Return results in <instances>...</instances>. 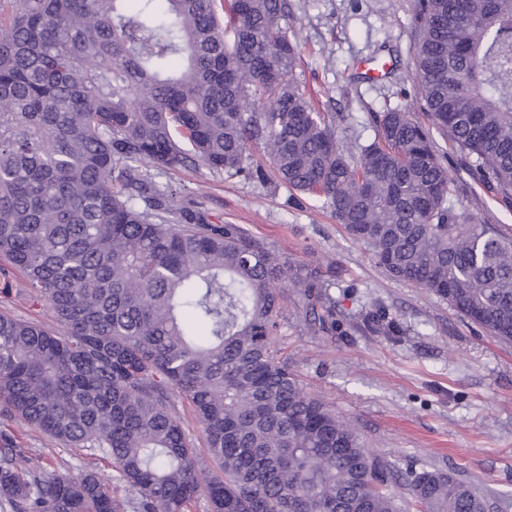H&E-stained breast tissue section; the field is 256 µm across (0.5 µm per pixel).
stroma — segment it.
I'll return each mask as SVG.
<instances>
[{
    "instance_id": "35a3bbf8",
    "label": "stroma",
    "mask_w": 512,
    "mask_h": 512,
    "mask_svg": "<svg viewBox=\"0 0 512 512\" xmlns=\"http://www.w3.org/2000/svg\"><path fill=\"white\" fill-rule=\"evenodd\" d=\"M288 23L300 44L297 77L316 106L335 114L344 147L374 136L371 113L384 105L418 109L409 68L412 0H292ZM457 185L456 203L487 224L512 229V206L457 164L458 151L436 135ZM183 204L203 203L215 224H239L296 265L334 267L332 295L344 334L312 336L302 309L283 310L276 343L304 388L350 420L370 451L399 472L441 468L499 497L512 512V345L498 343L446 300L387 278L321 201L290 190L225 178L201 166L152 171ZM0 311L51 323L48 308L28 301L13 274ZM386 306L402 327L395 339L366 336L355 325L372 304ZM20 466L79 475L98 472L113 496L136 493L99 452L71 448L14 425Z\"/></svg>"
}]
</instances>
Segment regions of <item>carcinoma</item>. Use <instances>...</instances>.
<instances>
[{"instance_id":"obj_1","label":"carcinoma","mask_w":512,"mask_h":512,"mask_svg":"<svg viewBox=\"0 0 512 512\" xmlns=\"http://www.w3.org/2000/svg\"><path fill=\"white\" fill-rule=\"evenodd\" d=\"M0 17V259L61 330L0 314V509L125 512L97 473L23 471L8 422L97 449L132 512H398L355 425L305 391L276 345L288 298L342 333L331 278L239 224L181 206L143 167L188 164L323 200L389 278L512 344V236L453 203L432 134L405 108L340 145L293 75L290 0H12ZM228 11V19L221 13ZM411 71L433 124L512 202V0H415ZM362 327L398 333L375 305ZM217 471L201 477L174 397ZM423 512H498L442 469ZM175 409L186 431L188 439L196 446V448H205L201 429L194 418V415L185 402L179 397H175Z\"/></svg>"}]
</instances>
